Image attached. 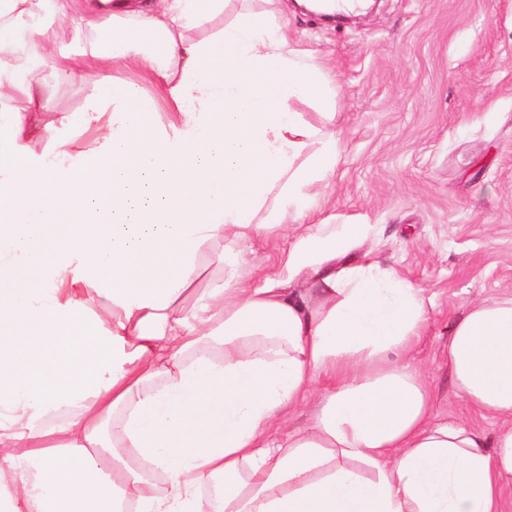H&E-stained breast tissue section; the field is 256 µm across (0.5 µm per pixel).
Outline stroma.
I'll use <instances>...</instances> for the list:
<instances>
[{
	"label": "stroma",
	"instance_id": "obj_1",
	"mask_svg": "<svg viewBox=\"0 0 512 512\" xmlns=\"http://www.w3.org/2000/svg\"><path fill=\"white\" fill-rule=\"evenodd\" d=\"M251 6L280 8L339 94L327 186L300 223L252 242L247 274L259 284L281 272L304 228L362 226L349 258L370 254L422 291L426 327L409 361L436 388L433 423L493 434L497 422L455 395L447 348L471 303L512 297V0H378L341 25L291 0ZM36 80L70 115L95 94L48 66Z\"/></svg>",
	"mask_w": 512,
	"mask_h": 512
}]
</instances>
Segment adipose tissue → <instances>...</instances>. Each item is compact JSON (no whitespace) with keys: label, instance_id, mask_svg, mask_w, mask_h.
Listing matches in <instances>:
<instances>
[{"label":"adipose tissue","instance_id":"1","mask_svg":"<svg viewBox=\"0 0 512 512\" xmlns=\"http://www.w3.org/2000/svg\"><path fill=\"white\" fill-rule=\"evenodd\" d=\"M224 0H116L88 50L51 56L69 0H0V512H501L512 485V297L448 336L455 392L493 434L431 421L426 373L400 364L420 289L318 224L285 273L245 249L296 222L336 167L332 80L287 20ZM150 68L170 112L104 70ZM93 80L89 155L32 74ZM52 145L30 154L32 139ZM223 279L182 297L213 241ZM328 380L316 394L317 379ZM314 401L311 421L297 408ZM242 5L238 0H230L224 8L223 14L214 18L209 23L205 24L200 30L194 32L195 37H203L214 32L219 31L225 24L230 23L237 12L241 9Z\"/></svg>","mask_w":512,"mask_h":512}]
</instances>
